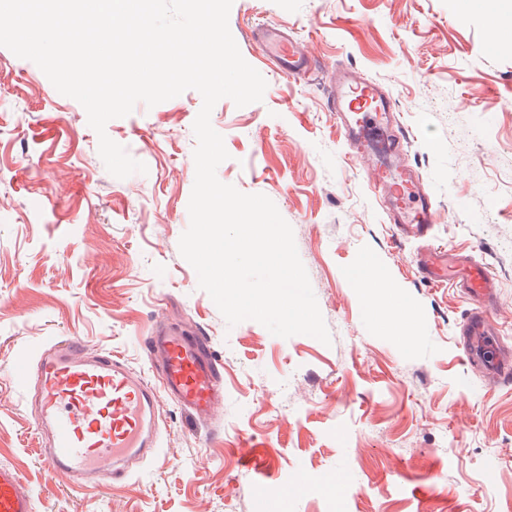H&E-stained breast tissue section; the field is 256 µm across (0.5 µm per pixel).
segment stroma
I'll return each instance as SVG.
<instances>
[{
	"label": "stroma",
	"instance_id": "35a3bbf8",
	"mask_svg": "<svg viewBox=\"0 0 512 512\" xmlns=\"http://www.w3.org/2000/svg\"><path fill=\"white\" fill-rule=\"evenodd\" d=\"M493 20L512 29V0H234L230 32L267 88L215 105L229 154L217 177L266 195L291 225L327 344L228 326L182 257L198 91L107 123L147 166L119 179L82 105L0 47V465L25 477L34 512H512V386L487 390L464 363L467 300L420 280L418 245L370 195L322 80L355 69L393 99L403 162L436 200L432 242L488 267L512 348V46L495 43ZM260 24L288 26L322 74H278L249 38ZM369 258L379 300L415 315L412 343L368 318L351 273ZM160 322L202 332L223 361L213 418L161 399L159 457L125 484L48 471L16 359L77 336L146 372Z\"/></svg>",
	"mask_w": 512,
	"mask_h": 512
}]
</instances>
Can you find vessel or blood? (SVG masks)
Listing matches in <instances>:
<instances>
[{
	"instance_id": "b4317fda",
	"label": "vessel or blood",
	"mask_w": 512,
	"mask_h": 512,
	"mask_svg": "<svg viewBox=\"0 0 512 512\" xmlns=\"http://www.w3.org/2000/svg\"><path fill=\"white\" fill-rule=\"evenodd\" d=\"M250 36L280 75L304 79L316 71V61L287 28L254 27ZM328 104L353 157L371 160L370 190L388 223L403 237L426 242L422 279L434 286L453 285L470 301L459 330L465 358L482 365L493 385L511 383L512 353L499 344L490 271L469 253L430 246L437 222L434 202L418 176L389 162L402 148L393 100L350 69L334 74ZM145 350L158 381L134 371L117 353L90 348L76 338L45 348L36 363L17 359V378L35 385L37 427L49 470L83 487L125 480L131 461L157 455L163 395L198 421L212 417L224 399V375L206 337L178 326L158 327L147 336ZM0 512H33L27 484L12 467H0Z\"/></svg>"
}]
</instances>
